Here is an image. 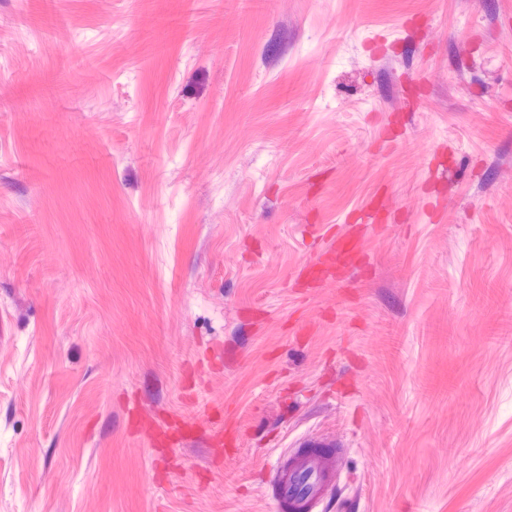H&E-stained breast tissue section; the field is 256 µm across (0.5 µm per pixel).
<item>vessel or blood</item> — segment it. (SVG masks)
I'll list each match as a JSON object with an SVG mask.
<instances>
[{"mask_svg":"<svg viewBox=\"0 0 512 512\" xmlns=\"http://www.w3.org/2000/svg\"><path fill=\"white\" fill-rule=\"evenodd\" d=\"M134 422L137 433L155 447L175 446L197 429L194 423L166 414L155 419L138 416ZM302 445L303 454L291 457L277 472L278 512H323L326 494L339 480L327 465L335 454L331 444L309 437Z\"/></svg>","mask_w":512,"mask_h":512,"instance_id":"vessel-or-blood-1","label":"vessel or blood"}]
</instances>
